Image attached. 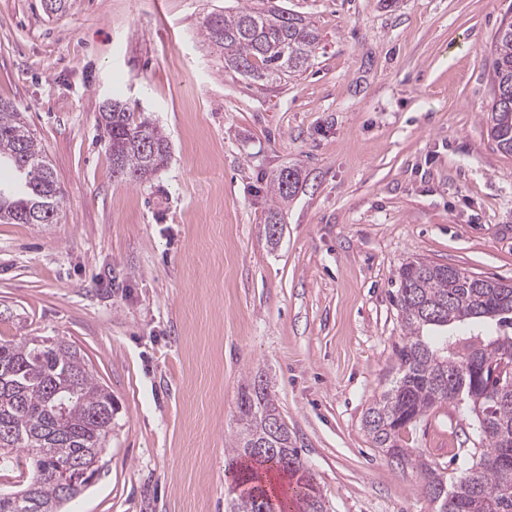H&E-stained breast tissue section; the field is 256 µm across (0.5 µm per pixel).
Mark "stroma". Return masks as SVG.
<instances>
[{
	"instance_id": "stroma-1",
	"label": "stroma",
	"mask_w": 512,
	"mask_h": 512,
	"mask_svg": "<svg viewBox=\"0 0 512 512\" xmlns=\"http://www.w3.org/2000/svg\"><path fill=\"white\" fill-rule=\"evenodd\" d=\"M243 0H0V98L62 189L51 224H0V337L76 345L116 407L70 512H225L241 385L262 374L330 512H435L363 427L398 377L395 272L414 258L512 282V157L488 136L512 0H281L320 40L260 86L199 34ZM169 142L114 178L99 107ZM303 183L269 245V181ZM476 416L445 403L408 447L456 479Z\"/></svg>"
}]
</instances>
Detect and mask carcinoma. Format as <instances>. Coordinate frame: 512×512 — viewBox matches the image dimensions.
Masks as SVG:
<instances>
[{
	"label": "carcinoma",
	"mask_w": 512,
	"mask_h": 512,
	"mask_svg": "<svg viewBox=\"0 0 512 512\" xmlns=\"http://www.w3.org/2000/svg\"><path fill=\"white\" fill-rule=\"evenodd\" d=\"M204 40L224 50L225 67L255 82H274L308 68L319 43L314 24L281 6L253 0L232 13L213 12L203 23ZM492 97L488 135L499 152L512 156V21L493 38ZM109 138L112 173L146 181L169 154L166 136L125 103L112 99L100 109ZM19 183L0 197V223L21 224L23 215H58L62 192L37 140L14 105L0 99V162L13 163ZM302 183L296 168H283L270 182L277 204L288 202ZM395 304L405 332L396 349L400 377L365 412L364 428L374 447L397 467L420 470L436 512H512V283L464 269L413 259L397 270ZM455 393L475 414L478 461L448 484L438 467L402 432ZM241 426L232 438L228 469L234 492L229 512H329L314 475L280 416L268 380L256 376L241 387ZM112 434V394L101 386L80 350L63 339L37 336L0 339V459L23 454L32 469L23 486L0 496V512H62L100 471ZM275 452L258 457L257 444ZM93 465L68 493L58 476ZM275 471L292 493L267 487Z\"/></svg>",
	"instance_id": "obj_1"
}]
</instances>
